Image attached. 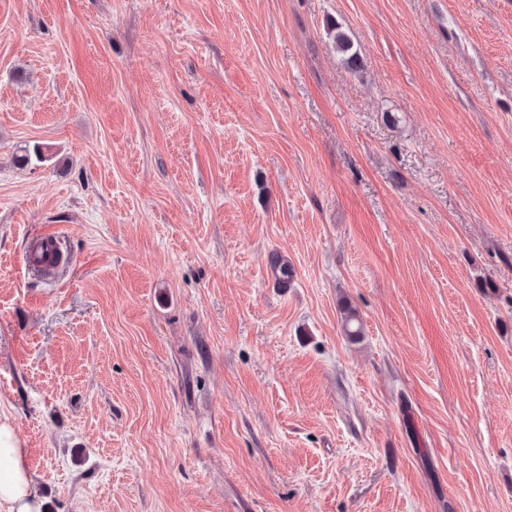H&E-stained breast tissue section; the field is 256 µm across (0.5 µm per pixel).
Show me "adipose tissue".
I'll list each match as a JSON object with an SVG mask.
<instances>
[{"label":"adipose tissue","mask_w":512,"mask_h":512,"mask_svg":"<svg viewBox=\"0 0 512 512\" xmlns=\"http://www.w3.org/2000/svg\"><path fill=\"white\" fill-rule=\"evenodd\" d=\"M0 506L7 512H43L39 495L28 468L26 451L7 420L0 419Z\"/></svg>","instance_id":"adipose-tissue-1"}]
</instances>
